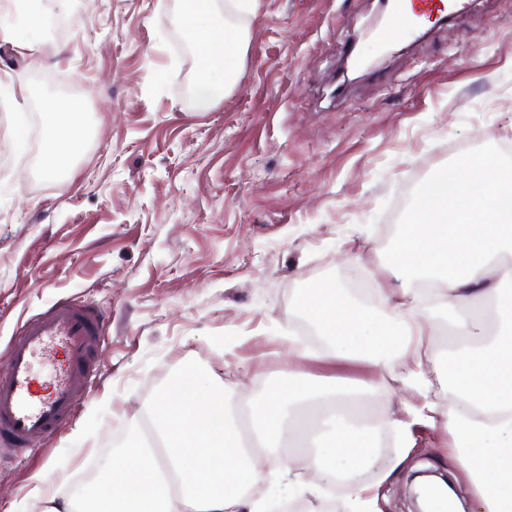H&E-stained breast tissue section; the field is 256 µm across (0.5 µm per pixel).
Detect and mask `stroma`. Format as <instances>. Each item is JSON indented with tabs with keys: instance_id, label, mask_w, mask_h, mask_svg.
<instances>
[{
	"instance_id": "stroma-1",
	"label": "stroma",
	"mask_w": 512,
	"mask_h": 512,
	"mask_svg": "<svg viewBox=\"0 0 512 512\" xmlns=\"http://www.w3.org/2000/svg\"><path fill=\"white\" fill-rule=\"evenodd\" d=\"M51 53L0 47V374L22 324L73 301L106 317L72 417L24 451H0V512H22L34 475L70 474L137 434L143 407L189 365L199 391L263 399L300 369L366 382L360 365L278 355L305 288L342 282L349 253L382 267L433 174L512 144V0H466L425 37L381 51L365 31L379 0H219L245 33L224 99L194 112L191 45L177 0H71ZM77 110L84 142L49 172L45 99ZM445 432L412 428L415 468L458 478ZM376 512H411L410 471L382 481Z\"/></svg>"
}]
</instances>
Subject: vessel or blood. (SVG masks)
Returning a JSON list of instances; mask_svg holds the SVG:
<instances>
[{"mask_svg":"<svg viewBox=\"0 0 512 512\" xmlns=\"http://www.w3.org/2000/svg\"><path fill=\"white\" fill-rule=\"evenodd\" d=\"M444 0H393L391 15L379 38L392 44L407 37L417 17ZM103 327L101 316L86 306L61 302L28 320L11 346V368L0 377V441L18 446L46 437L67 421L74 397L86 380L92 343ZM61 352L49 392H42L34 370L37 356Z\"/></svg>","mask_w":512,"mask_h":512,"instance_id":"vessel-or-blood-1","label":"vessel or blood"}]
</instances>
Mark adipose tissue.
Returning <instances> with one entry per match:
<instances>
[{"instance_id": "ef3b65f1", "label": "adipose tissue", "mask_w": 512, "mask_h": 512, "mask_svg": "<svg viewBox=\"0 0 512 512\" xmlns=\"http://www.w3.org/2000/svg\"><path fill=\"white\" fill-rule=\"evenodd\" d=\"M22 17L0 16V45L19 55L51 45L43 12L18 0ZM216 0H182L179 26L196 56L195 111L223 98L238 60V28L216 20ZM51 170L82 144L67 115L48 128ZM377 307L362 308L342 289L317 285L297 310L322 342V356L384 373L394 358L424 398L396 413L374 383L353 387L309 373L249 404L253 429L244 445L226 385L196 390L199 371L182 370L141 417L151 427L108 462L99 480L66 490V469L40 479L30 495L40 512H267L254 496L268 474L287 479L298 497L327 491L326 474H355L379 456L367 412L386 413L402 436L416 419L443 430L469 482L474 512H512V161L482 151L440 171L421 190L413 218L386 265ZM451 388L448 405L431 400ZM297 456L278 452L281 438Z\"/></svg>"}]
</instances>
